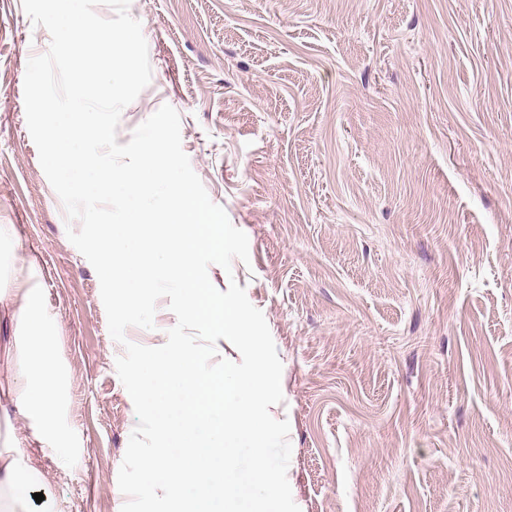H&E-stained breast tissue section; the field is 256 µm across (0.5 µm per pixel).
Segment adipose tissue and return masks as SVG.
<instances>
[{
  "label": "adipose tissue",
  "mask_w": 512,
  "mask_h": 512,
  "mask_svg": "<svg viewBox=\"0 0 512 512\" xmlns=\"http://www.w3.org/2000/svg\"><path fill=\"white\" fill-rule=\"evenodd\" d=\"M0 315L11 336L0 346V512H33L43 480L27 453L37 441L57 453L70 445L62 425L63 381L54 342L60 334L38 287L39 271L15 228L0 224Z\"/></svg>",
  "instance_id": "1"
}]
</instances>
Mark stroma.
<instances>
[{
	"instance_id": "stroma-1",
	"label": "stroma",
	"mask_w": 512,
	"mask_h": 512,
	"mask_svg": "<svg viewBox=\"0 0 512 512\" xmlns=\"http://www.w3.org/2000/svg\"><path fill=\"white\" fill-rule=\"evenodd\" d=\"M162 105L249 240L210 265L262 311L283 364L302 512H512V0H130ZM0 0V224L61 327L74 451L32 447L57 512H120L137 418L97 274L30 136L46 53Z\"/></svg>"
}]
</instances>
